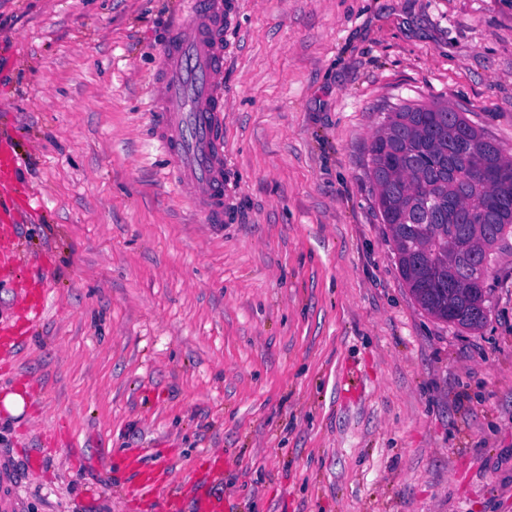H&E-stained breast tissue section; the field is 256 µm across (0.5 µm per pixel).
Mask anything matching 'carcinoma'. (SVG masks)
Listing matches in <instances>:
<instances>
[{"label":"carcinoma","instance_id":"1","mask_svg":"<svg viewBox=\"0 0 512 512\" xmlns=\"http://www.w3.org/2000/svg\"><path fill=\"white\" fill-rule=\"evenodd\" d=\"M368 170L415 301L480 326L493 248L512 234V155L451 105L404 104L373 136Z\"/></svg>","mask_w":512,"mask_h":512}]
</instances>
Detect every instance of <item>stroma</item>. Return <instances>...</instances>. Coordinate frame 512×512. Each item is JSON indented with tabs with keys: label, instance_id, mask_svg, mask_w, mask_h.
Here are the masks:
<instances>
[{
	"label": "stroma",
	"instance_id": "stroma-1",
	"mask_svg": "<svg viewBox=\"0 0 512 512\" xmlns=\"http://www.w3.org/2000/svg\"><path fill=\"white\" fill-rule=\"evenodd\" d=\"M183 8L0 0V131L22 159L0 453L27 512H161L121 499L131 450L179 473L223 453L232 512H512V235L483 325L439 321L367 168L395 104L448 103L512 154V0H224L220 224L149 120Z\"/></svg>",
	"mask_w": 512,
	"mask_h": 512
}]
</instances>
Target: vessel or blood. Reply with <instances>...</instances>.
I'll return each instance as SVG.
<instances>
[{"label":"vessel or blood","instance_id":"obj_1","mask_svg":"<svg viewBox=\"0 0 512 512\" xmlns=\"http://www.w3.org/2000/svg\"><path fill=\"white\" fill-rule=\"evenodd\" d=\"M224 3L185 0L182 19L160 53L155 77L158 92L151 121L154 139L168 169L192 192V202L207 223L224 221ZM6 138L0 137V215H16L8 181L19 167ZM21 256L11 240L0 241V283L14 280ZM135 482L133 496L143 504L161 503L180 512L193 493L196 512H227L222 494L193 491L190 484L165 476L160 463L129 456ZM0 512H27L16 493L14 466L0 456Z\"/></svg>","mask_w":512,"mask_h":512}]
</instances>
